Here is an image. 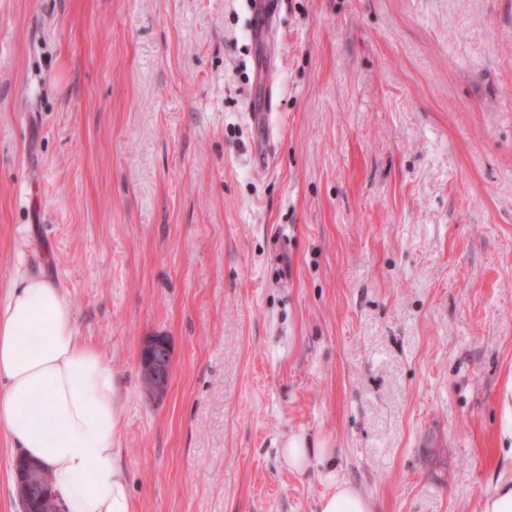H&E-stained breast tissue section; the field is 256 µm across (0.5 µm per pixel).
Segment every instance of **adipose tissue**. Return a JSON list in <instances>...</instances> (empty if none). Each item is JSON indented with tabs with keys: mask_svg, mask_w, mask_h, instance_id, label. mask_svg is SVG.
<instances>
[{
	"mask_svg": "<svg viewBox=\"0 0 512 512\" xmlns=\"http://www.w3.org/2000/svg\"><path fill=\"white\" fill-rule=\"evenodd\" d=\"M43 339L40 349L31 337ZM119 385L76 329L62 289L40 273L0 297V431L41 464L63 512H135L119 448ZM319 512H373L347 483L330 484Z\"/></svg>",
	"mask_w": 512,
	"mask_h": 512,
	"instance_id": "ef3b65f1",
	"label": "adipose tissue"
}]
</instances>
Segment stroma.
I'll list each match as a JSON object with an SVG mask.
<instances>
[{
  "mask_svg": "<svg viewBox=\"0 0 512 512\" xmlns=\"http://www.w3.org/2000/svg\"><path fill=\"white\" fill-rule=\"evenodd\" d=\"M275 10L0 0V292L53 279L117 375L136 512H318L333 478L480 512L512 485V0ZM173 369V350L164 336H150L142 346L140 370L146 390L156 398L165 395ZM309 445L302 439L293 438L284 448L283 454L288 465L297 471H305L309 466H326L331 463L328 448H307Z\"/></svg>",
  "mask_w": 512,
  "mask_h": 512,
  "instance_id": "stroma-1",
  "label": "stroma"
}]
</instances>
